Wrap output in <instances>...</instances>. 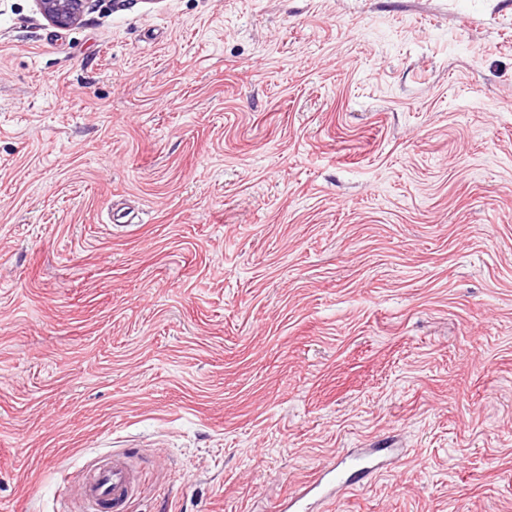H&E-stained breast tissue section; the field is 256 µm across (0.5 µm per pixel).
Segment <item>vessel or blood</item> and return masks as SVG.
Segmentation results:
<instances>
[{
	"mask_svg": "<svg viewBox=\"0 0 512 512\" xmlns=\"http://www.w3.org/2000/svg\"><path fill=\"white\" fill-rule=\"evenodd\" d=\"M341 474V469L333 463L319 469L314 479L290 496V512H310L314 498L323 494L327 483L336 481ZM138 480L125 454L116 453L96 462L80 487V512H126Z\"/></svg>",
	"mask_w": 512,
	"mask_h": 512,
	"instance_id": "b4317fda",
	"label": "vessel or blood"
}]
</instances>
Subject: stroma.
<instances>
[{
	"mask_svg": "<svg viewBox=\"0 0 512 512\" xmlns=\"http://www.w3.org/2000/svg\"><path fill=\"white\" fill-rule=\"evenodd\" d=\"M512 512V0H0V512ZM86 0H37L44 17L59 27H69L80 21ZM138 473L129 465L125 454L96 462L80 487L81 512H127L128 501L135 493ZM346 469H354L355 473H365L370 468L364 460H357L349 464L346 468L340 469L336 463L328 464L319 469L314 479L307 482L298 493H293L289 497L286 510L292 512H308L312 509L313 500L315 497L325 492V487L328 482L336 481Z\"/></svg>",
	"mask_w": 512,
	"mask_h": 512,
	"instance_id": "1",
	"label": "stroma"
}]
</instances>
